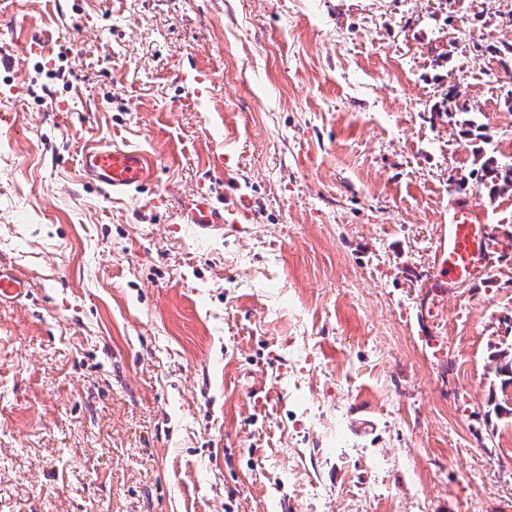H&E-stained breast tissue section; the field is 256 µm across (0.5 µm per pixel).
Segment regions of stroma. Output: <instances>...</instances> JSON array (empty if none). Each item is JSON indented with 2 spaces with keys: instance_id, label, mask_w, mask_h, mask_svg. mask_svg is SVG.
Returning <instances> with one entry per match:
<instances>
[{
  "instance_id": "1",
  "label": "stroma",
  "mask_w": 512,
  "mask_h": 512,
  "mask_svg": "<svg viewBox=\"0 0 512 512\" xmlns=\"http://www.w3.org/2000/svg\"><path fill=\"white\" fill-rule=\"evenodd\" d=\"M490 44L512 0H0V512H512V261L431 288L455 199L512 232ZM148 155L126 147L91 144L81 153L84 177L108 195L136 192L152 172ZM479 183L489 190V194H496L512 189V164H502L494 156H489L481 166ZM182 209L189 224H194L201 233H216L224 230V210L221 211L214 206L203 194L183 200ZM28 294L27 283L11 265L0 262V304L17 303Z\"/></svg>"
}]
</instances>
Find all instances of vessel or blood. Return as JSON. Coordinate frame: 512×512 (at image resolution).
Returning <instances> with one entry per match:
<instances>
[{
  "instance_id": "vessel-or-blood-1",
  "label": "vessel or blood",
  "mask_w": 512,
  "mask_h": 512,
  "mask_svg": "<svg viewBox=\"0 0 512 512\" xmlns=\"http://www.w3.org/2000/svg\"><path fill=\"white\" fill-rule=\"evenodd\" d=\"M145 153L126 147L91 144L81 153L84 177L108 195L137 191L152 172ZM189 223L201 233L224 229V213L201 195L183 207ZM441 266L436 287L456 292L457 288L487 279L493 256L512 253V237L490 234L477 217L471 202L456 203L448 214L440 241ZM28 294L27 283L11 265L0 262V304L16 303Z\"/></svg>"
}]
</instances>
